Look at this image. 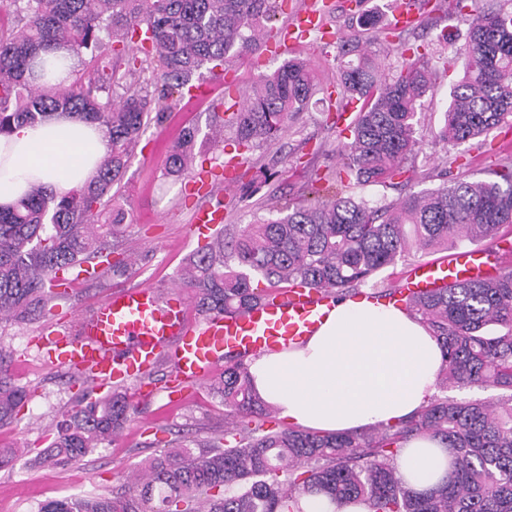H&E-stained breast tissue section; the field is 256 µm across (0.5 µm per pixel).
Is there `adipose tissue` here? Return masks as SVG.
I'll use <instances>...</instances> for the list:
<instances>
[{"mask_svg": "<svg viewBox=\"0 0 512 512\" xmlns=\"http://www.w3.org/2000/svg\"><path fill=\"white\" fill-rule=\"evenodd\" d=\"M107 127L68 112L0 134V208L42 187L57 197L88 185L108 155ZM440 346L421 319L367 300L337 303L305 342L262 354L249 371L256 391L288 423L350 432L416 412L435 391ZM449 455L406 447L396 465L409 487L445 477Z\"/></svg>", "mask_w": 512, "mask_h": 512, "instance_id": "adipose-tissue-1", "label": "adipose tissue"}]
</instances>
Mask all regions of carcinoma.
<instances>
[{"mask_svg":"<svg viewBox=\"0 0 512 512\" xmlns=\"http://www.w3.org/2000/svg\"><path fill=\"white\" fill-rule=\"evenodd\" d=\"M271 0H8L0 6V133L68 112L109 128L110 153L89 185L57 198L37 188L0 209V323L31 322L52 314L58 291L80 277H123L134 259L112 260V238L125 214L107 209L150 115L192 87L193 77L230 54L257 49L267 35ZM379 14L360 10L342 40L341 98L362 106L338 153L336 182L384 185L407 173L419 144L416 114L430 88L424 57L381 75L364 31ZM109 51L137 50L156 58L155 93L128 88L112 98ZM73 54L65 87L37 83L34 68L49 47ZM463 76L452 84L444 143L478 138L512 122V9L483 11L470 23ZM307 62L293 57L251 86L229 123L239 149L270 144L304 112L313 90ZM198 130L187 128L169 150L164 170L179 180L195 156ZM512 224V169L499 179L443 180L372 207L339 190L304 198L238 230L218 232L197 248L178 285L202 315L244 311L262 294L284 288L322 290L339 302L379 301L398 288L363 293L359 286L411 253L449 251L457 242L496 238ZM262 281L265 288L254 286ZM403 312L420 317L443 352V388L478 386L494 398L431 397L413 415L350 433L265 428L275 408L253 387L249 365L235 353L212 384L231 425L195 453L185 445L161 452L122 493L48 500L37 512H303L301 498L330 504L365 503L371 512H512V271L452 284L414 297ZM33 391L14 380L0 350V427L14 423ZM126 393L86 391L57 425L39 462L63 466L112 441L131 419ZM411 438L451 450V475L424 491L407 486L395 465Z\"/></svg>","mask_w":512,"mask_h":512,"instance_id":"carcinoma-1","label":"carcinoma"}]
</instances>
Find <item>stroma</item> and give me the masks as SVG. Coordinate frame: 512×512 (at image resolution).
<instances>
[{"mask_svg":"<svg viewBox=\"0 0 512 512\" xmlns=\"http://www.w3.org/2000/svg\"><path fill=\"white\" fill-rule=\"evenodd\" d=\"M323 30L311 31L301 56L315 74V89L301 118L291 124L271 146H261L237 154L232 143L234 131L225 128L226 147H213L214 103L229 93H247L259 75L270 73L292 58L284 51L265 59L256 55L233 56L224 66L203 70L211 94L192 100L175 96L166 103L161 119H151L143 127L140 141L128 163L113 198L124 209L127 220L117 245L133 250L138 261L123 286L150 284L160 290L175 287L185 259L197 248L188 235V226L200 195L186 190L184 181L164 175L166 152L187 126L198 130L197 153L206 154L217 166L239 156L238 181L222 189L218 197L224 206V222L235 227L268 217L270 209L308 192L311 175L334 170L345 129L354 119L355 107L346 114L337 110L339 80L338 34L346 33L356 11L353 0H327ZM419 21L408 28L394 27L382 20L367 37L385 67L394 68L414 53H423L434 73L431 90L418 109L420 144L409 161L415 175L407 188L365 185L356 192L370 205L381 206L398 199L404 191L419 192L440 185V172L452 178H490L512 165V129L494 128L480 138L460 144H444L435 135L444 121L448 94L463 73L461 49L466 42L468 21L474 13L495 9L507 0H414ZM449 42H440L441 33ZM255 182L256 193H246L244 185ZM97 283H77L68 297L56 306L53 328L66 326L78 312L91 307L108 294ZM43 323L0 325V346L11 354L9 370L21 384L34 387V397L20 418L0 428V448H16L20 454L11 467L0 469V512H36L39 503L85 493L118 490L146 460L180 440L204 441L224 424V405L212 394L209 382L193 384L180 404L170 403L165 391L170 366L160 363L151 376L155 397L136 403V415L122 435L111 445L99 448L66 470L40 468L33 464L36 453L52 440L57 423L82 390L70 371L49 368L34 338Z\"/></svg>","mask_w":512,"mask_h":512,"instance_id":"stroma-1","label":"stroma"}]
</instances>
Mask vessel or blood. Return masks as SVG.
I'll use <instances>...</instances> for the list:
<instances>
[{
	"label": "vessel or blood",
	"instance_id": "obj_1",
	"mask_svg": "<svg viewBox=\"0 0 512 512\" xmlns=\"http://www.w3.org/2000/svg\"><path fill=\"white\" fill-rule=\"evenodd\" d=\"M322 22L318 10H298L276 34L281 49L302 48L307 33ZM223 222V210L203 204L193 213L190 231L209 235ZM491 267L484 253L461 251L443 261L413 263L401 287L414 292L442 288L482 277ZM333 305L329 294L289 288L264 297L244 313L194 321L180 290L164 293L151 285H137L111 291L88 311L75 315L69 326L43 332L38 341L47 366L90 375L93 386L102 390L135 385L136 398L148 400L154 390L141 378L160 360L175 369L169 393L176 396L182 383L210 378L229 351L257 355L302 341Z\"/></svg>",
	"mask_w": 512,
	"mask_h": 512
}]
</instances>
